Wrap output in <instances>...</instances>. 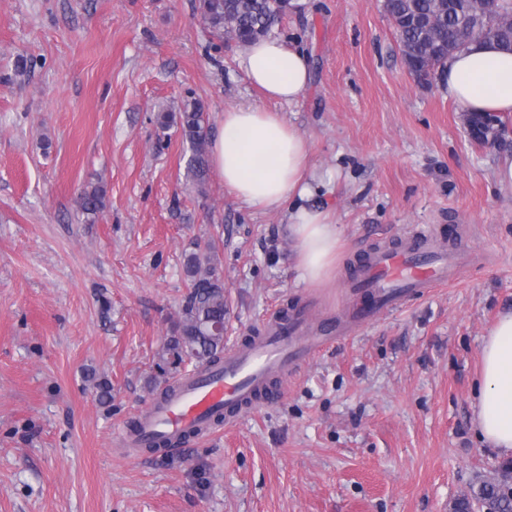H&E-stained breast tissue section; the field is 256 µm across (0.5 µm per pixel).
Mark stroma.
Masks as SVG:
<instances>
[{
  "mask_svg": "<svg viewBox=\"0 0 512 512\" xmlns=\"http://www.w3.org/2000/svg\"><path fill=\"white\" fill-rule=\"evenodd\" d=\"M199 0H0V512H450L503 456L476 434L481 346L512 309V153L466 134L442 77L416 83L382 0H302L273 31L313 81L278 110L343 247L329 282L291 264L288 215L196 185L188 144L157 117L201 100L262 105L238 44ZM99 186L95 220L79 208ZM432 226L462 241L458 279L409 298L289 374L281 395L177 452L124 453L120 434L166 381L192 242L214 243L226 347L272 312L346 319L365 251ZM108 381L100 404L94 384Z\"/></svg>",
  "mask_w": 512,
  "mask_h": 512,
  "instance_id": "1",
  "label": "stroma"
}]
</instances>
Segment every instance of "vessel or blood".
Listing matches in <instances>:
<instances>
[{"instance_id": "obj_1", "label": "vessel or blood", "mask_w": 512, "mask_h": 512, "mask_svg": "<svg viewBox=\"0 0 512 512\" xmlns=\"http://www.w3.org/2000/svg\"><path fill=\"white\" fill-rule=\"evenodd\" d=\"M459 273L455 253L434 251L428 231L419 230L394 245L370 250L349 286L364 296L352 308L349 323L325 320L308 329L306 315L271 316L243 347L226 350L223 366L204 374L181 377L176 392L153 401L137 415L122 436L129 448L155 443L172 446L202 435L210 423L230 408H248L273 399L271 377L287 379L314 353L348 327L370 323L385 309L395 308L411 295L441 286Z\"/></svg>"}]
</instances>
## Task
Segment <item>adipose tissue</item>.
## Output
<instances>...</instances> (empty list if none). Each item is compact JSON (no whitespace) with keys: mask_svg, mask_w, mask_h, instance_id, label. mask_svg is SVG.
<instances>
[{"mask_svg":"<svg viewBox=\"0 0 512 512\" xmlns=\"http://www.w3.org/2000/svg\"><path fill=\"white\" fill-rule=\"evenodd\" d=\"M240 66L252 85L280 104L295 103L309 86L307 53L276 37L247 47ZM443 78L449 98L465 111L512 114V51L495 42L456 53ZM308 153V141L281 113L252 105L226 108L211 144V163L230 195L251 207L287 210L294 268L314 285L331 277L341 236L332 211L310 202ZM481 358L474 423L484 441L512 456V310L499 314Z\"/></svg>","mask_w":512,"mask_h":512,"instance_id":"ef3b65f1","label":"adipose tissue"}]
</instances>
